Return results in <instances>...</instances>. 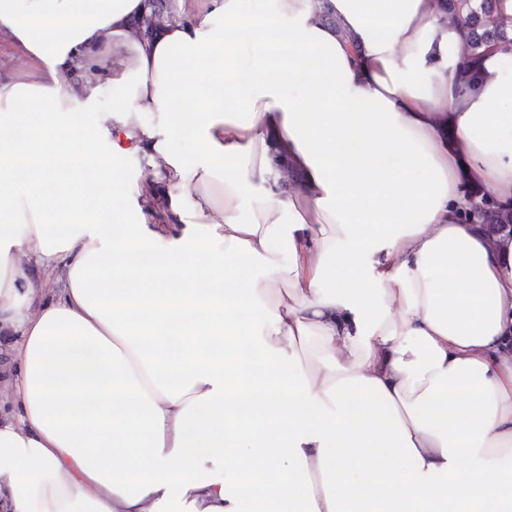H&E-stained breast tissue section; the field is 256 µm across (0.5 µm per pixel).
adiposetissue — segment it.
<instances>
[{"label": "adipose tissue", "instance_id": "1", "mask_svg": "<svg viewBox=\"0 0 512 512\" xmlns=\"http://www.w3.org/2000/svg\"><path fill=\"white\" fill-rule=\"evenodd\" d=\"M0 37V512L512 507V236L461 220L512 208V46L438 0H0ZM29 66L28 60L18 55L7 41H0L1 77H5L12 72L27 69ZM167 145L173 153L183 156L190 163H195L199 160L196 143L190 128H185L174 134ZM151 172L142 154H132L125 158L123 175L125 176L127 193L132 200L139 198L143 181L147 179Z\"/></svg>", "mask_w": 512, "mask_h": 512}]
</instances>
